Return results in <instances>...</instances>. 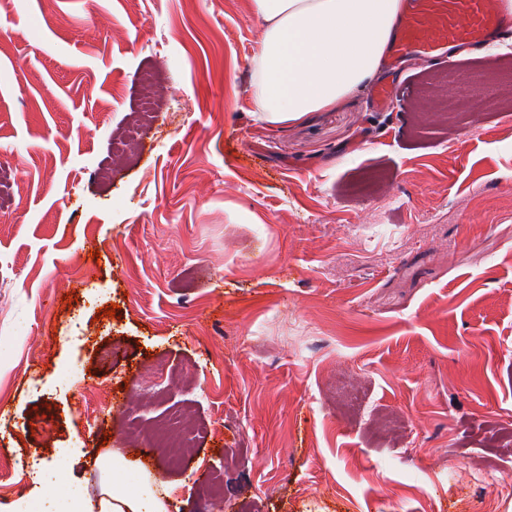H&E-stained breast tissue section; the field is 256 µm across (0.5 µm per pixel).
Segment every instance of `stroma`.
I'll return each instance as SVG.
<instances>
[{
	"instance_id": "stroma-1",
	"label": "stroma",
	"mask_w": 512,
	"mask_h": 512,
	"mask_svg": "<svg viewBox=\"0 0 512 512\" xmlns=\"http://www.w3.org/2000/svg\"><path fill=\"white\" fill-rule=\"evenodd\" d=\"M260 31L0 0V512L98 496L107 453L168 512H512V111L435 95L512 96V38L274 126ZM182 409L178 463L126 432ZM487 107V103L481 99L461 100L459 98L449 96L448 94L442 99L440 103L441 112H448V114L468 110L471 112H478Z\"/></svg>"
}]
</instances>
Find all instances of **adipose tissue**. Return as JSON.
I'll list each match as a JSON object with an SVG mask.
<instances>
[{"label":"adipose tissue","instance_id":"ef3b65f1","mask_svg":"<svg viewBox=\"0 0 512 512\" xmlns=\"http://www.w3.org/2000/svg\"><path fill=\"white\" fill-rule=\"evenodd\" d=\"M263 27L255 48L252 97L256 119L268 125L299 121L336 106L378 76L405 0H252ZM96 499L74 497L64 512H167L145 479L130 491L102 460Z\"/></svg>","mask_w":512,"mask_h":512}]
</instances>
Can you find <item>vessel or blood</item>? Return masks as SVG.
<instances>
[{
  "label": "vessel or blood",
  "instance_id": "vessel-or-blood-1",
  "mask_svg": "<svg viewBox=\"0 0 512 512\" xmlns=\"http://www.w3.org/2000/svg\"><path fill=\"white\" fill-rule=\"evenodd\" d=\"M511 28L503 0H407L391 56L438 57L451 47H483Z\"/></svg>",
  "mask_w": 512,
  "mask_h": 512
}]
</instances>
